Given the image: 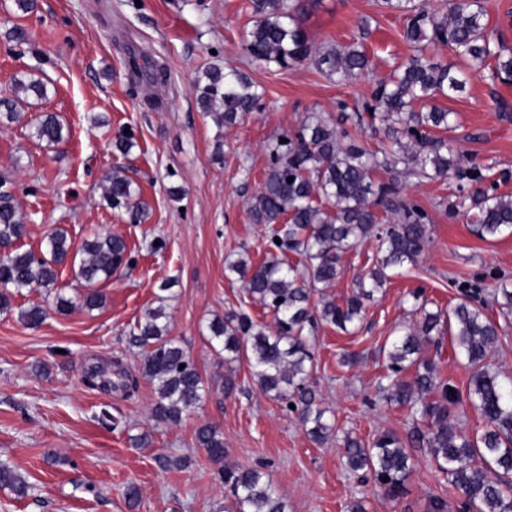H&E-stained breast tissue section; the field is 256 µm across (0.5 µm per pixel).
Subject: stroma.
Returning <instances> with one entry per match:
<instances>
[{"mask_svg": "<svg viewBox=\"0 0 512 512\" xmlns=\"http://www.w3.org/2000/svg\"><path fill=\"white\" fill-rule=\"evenodd\" d=\"M247 2L37 0L36 12L26 14L15 0H0V99L14 96L21 78L47 85L46 98L26 108L29 124L0 126V175L26 218L24 247L39 250L60 226L76 245L96 233L120 236L134 259L103 285L102 308L53 312L33 328L21 312L43 303V289L35 288L0 312V463L31 487L24 498L0 490V512H219L229 492L196 445L204 423L223 433L227 464L267 466L287 512H347L357 500L366 512H429L436 498L457 510L461 494L437 475L427 449H414L406 492L397 498L361 482L341 460L344 435L367 443L378 432L404 437L411 428L406 408L380 399L378 382L392 342L418 319L416 299L446 310L460 300L459 283L490 288L496 275L512 278V237L484 240L465 217H449L455 180L374 173L428 211L431 242L368 302L351 332L322 324L312 333L310 383L335 426L328 441H312L295 415L260 390L248 363L236 367L237 390L224 392L209 321L239 309L273 321L246 303L242 281L224 272L229 255L244 251L256 264L266 258L271 232L251 223L248 200L261 188L268 144L309 113L341 119L340 103L352 107L368 98L374 82L389 78L411 53L402 18L381 0H309L302 23L312 43L361 42L372 73L339 86L310 63L269 66L244 49L254 21ZM17 26L29 32L31 48H13L7 34ZM133 50L165 67L166 80L132 76L126 59ZM215 64L238 68L260 85L262 111L227 128L204 115L192 87ZM432 104L455 114L444 139L488 168L499 194L512 195V84L486 70L466 92ZM45 113L58 116L66 143L49 146L34 137L31 122ZM126 131L135 145L124 156L114 142ZM117 166L139 188L141 223L102 198L104 179ZM377 256L372 239L347 250L333 296L351 293ZM157 307L210 383L201 405L177 424L155 419L156 384L140 377L142 349L130 339L135 323ZM344 353L353 355L352 366L340 364ZM96 358L120 361L137 375L135 391L87 389L82 371ZM144 431L150 443L134 445L132 436ZM166 457L188 464L167 469ZM132 484L140 490L134 508L125 498Z\"/></svg>", "mask_w": 512, "mask_h": 512, "instance_id": "stroma-1", "label": "stroma"}]
</instances>
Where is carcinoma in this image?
<instances>
[{
    "label": "carcinoma",
    "mask_w": 512,
    "mask_h": 512,
    "mask_svg": "<svg viewBox=\"0 0 512 512\" xmlns=\"http://www.w3.org/2000/svg\"><path fill=\"white\" fill-rule=\"evenodd\" d=\"M382 6L403 17V39L413 54L392 77L375 84L370 98L355 107L354 116L359 123L367 122L371 131L383 132L391 149H370L362 138L320 113H311L294 130L282 132L268 146L265 178L249 205L252 223L271 226L268 257L257 265L246 254L225 261V272L245 281L246 296L272 314L274 325H261L244 311L208 324L210 344L224 357V392L238 388L232 365L247 361L262 392L284 411L295 413L319 444L333 427L310 384L313 355L307 333L320 323L348 330L362 316L365 303L383 289L390 272L415 263L429 243V213L399 196L395 185L375 183L372 172L402 164L419 178L450 176L458 194L448 200V216L466 211L482 239L512 236V197L497 194L481 165L463 159L433 135L437 129L451 128L453 113L436 107L415 110L416 103L439 94L463 92L469 75L487 67L493 78L512 83V55L503 56L502 44L486 22L487 7L481 0H448V10L440 16L420 0H382ZM249 7L255 20L245 33V51L252 59L282 68L311 62L338 84L370 73L371 58L358 42L314 47L301 21L304 0H250ZM442 47L466 69L426 54L429 48ZM128 66L138 76L166 80L165 72L142 54L130 53ZM17 87L26 95L47 96L45 85L32 77ZM194 93L201 111L224 127L240 123L262 106L263 94L244 74L219 65L205 70ZM24 103L18 95L0 100V121H25ZM35 137L49 145L66 139L51 113L36 119ZM289 177L293 181H287ZM6 185L0 181V312L11 309L15 295L34 287L55 292L54 310L62 315L78 306L102 307L100 285L133 261L125 240L95 235L74 249L67 231L56 227L46 235L40 253L24 250L18 241L25 237L27 224ZM104 197L112 208L125 209L132 222H141L137 189L122 167L113 168ZM380 209L390 224H381ZM371 238L378 241L380 257L362 271L343 302H336L328 289L336 284L342 254ZM290 252L299 256L297 263L288 260ZM67 262L86 288L77 303L54 291L57 267ZM461 294L446 312L421 308L416 324L392 343L386 398L410 410V440L429 450L437 472L461 492L464 512H512V390L488 362L498 339L492 311L512 312V280L497 278L487 297L480 288H463ZM163 318V309L149 310L135 324L131 340L146 348L142 373L156 382V418L177 423L202 403L208 387L184 348L169 336ZM446 334L454 354L463 356L469 369L466 399L483 421V430L474 434L459 430L448 418L449 406L460 401V392H449L452 385L440 377L435 362L421 360L426 346H434L435 354L441 355ZM413 366L415 377L403 380L401 373ZM195 440L219 466L218 475L234 496L230 512H285L266 467L224 465V436L217 427L201 425ZM344 458L349 471L368 473L387 495L396 498L405 492L412 454L395 432L383 431L369 443L346 437ZM0 489L23 497L28 485L17 471L0 464Z\"/></svg>",
    "instance_id": "1"
}]
</instances>
